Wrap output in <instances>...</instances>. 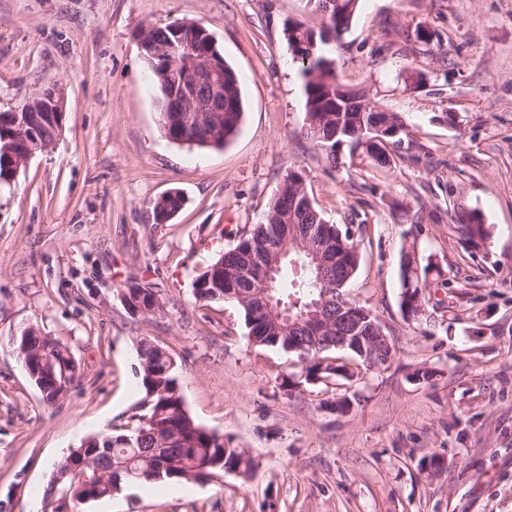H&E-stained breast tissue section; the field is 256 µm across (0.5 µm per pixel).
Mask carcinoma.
I'll use <instances>...</instances> for the list:
<instances>
[{
	"instance_id": "carcinoma-1",
	"label": "carcinoma",
	"mask_w": 512,
	"mask_h": 512,
	"mask_svg": "<svg viewBox=\"0 0 512 512\" xmlns=\"http://www.w3.org/2000/svg\"><path fill=\"white\" fill-rule=\"evenodd\" d=\"M312 12L322 18L315 29L302 22L284 23L283 35L288 46H295L302 52L301 75L306 97V136L323 150L328 160L337 161V152L343 146L349 151L361 152L377 165L389 163V156L382 148V142H401L404 131L403 121L397 112H379L377 106L360 111L366 92L351 87L340 80L336 71V60L331 56L329 45L338 43L352 23L360 0H307ZM183 32L179 59L182 66H190L197 58L196 51L203 46L199 39L200 30L192 22L154 26L145 33V41L152 46L163 45L174 38V30ZM154 82L159 92L160 107L179 95L164 76L162 63L150 61ZM232 106L224 108V119L216 128L208 125L180 129L176 113H169L170 124L162 125L164 135L169 139H182L189 146L198 148L224 147L237 133L242 115L243 100L238 78L231 85ZM302 173L289 168L279 190L270 202L261 221L250 230H245L236 245L225 251L213 265L220 266V272L213 274L211 284L206 288L193 289L199 302L231 301L243 311L245 324L251 341L261 347H275L288 350V331L284 326L259 312L251 287L240 282L237 274L244 256L252 251L275 244H288L293 240L272 241L271 227H289L301 224L310 231L313 244L326 247V251L337 249L342 253L340 262L319 275L313 259L306 254L292 250L282 263L292 261L300 265V294L288 302L291 315L302 318L310 313L309 306L320 299L322 291L330 292L324 306V317L331 321L336 317V289L346 288L359 265L356 242L349 232H343L328 223L316 207L309 193L298 187L297 180ZM460 230L465 241L474 249L482 246L489 236L480 213L472 211L459 218ZM400 265L401 287L413 289L411 300L415 304L409 313L420 312L425 302L423 291L427 288L431 263L421 264L414 251L402 252ZM138 375L144 390V397L151 399L152 408L160 412V424L168 431L158 436L150 426H140V435L128 443L123 433H112L114 442L110 448H87L84 456L92 464L112 478V485L131 482L133 484H163L168 482H203L215 472L212 465L222 459L224 466L241 470L247 477L252 470L251 459L244 453L226 450V444L218 442V435L195 423L185 409L175 376V360L161 345L144 337L138 342ZM165 465L168 471L161 479H150L147 471L155 466ZM85 478L71 471L68 458L58 463L56 482L67 489L76 502L95 500L107 496L108 488L97 489L92 480L94 470L84 468Z\"/></svg>"
}]
</instances>
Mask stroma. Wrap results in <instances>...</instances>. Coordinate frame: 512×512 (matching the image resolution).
<instances>
[{
	"label": "stroma",
	"mask_w": 512,
	"mask_h": 512,
	"mask_svg": "<svg viewBox=\"0 0 512 512\" xmlns=\"http://www.w3.org/2000/svg\"><path fill=\"white\" fill-rule=\"evenodd\" d=\"M288 20L320 25L304 0H0V112L54 84L66 98L52 147L0 182V512H51L68 449L140 423L143 337L173 356L191 418L253 472L134 485L69 512H512V0H361L332 55L343 82L406 124L384 167L345 147L330 165L306 137ZM185 21L239 78L241 124L219 150L162 129L141 35ZM409 70L420 85L404 83ZM291 167L359 244L346 295L392 341L385 369L306 380L296 354L250 341L235 303L194 298L195 277L261 220ZM172 189L181 211L153 223L151 202ZM470 211L490 231L478 249L453 218ZM411 247L432 269L409 318ZM131 283L158 291L163 312L132 314ZM30 328L77 366L53 405L13 342Z\"/></svg>",
	"instance_id": "1"
}]
</instances>
